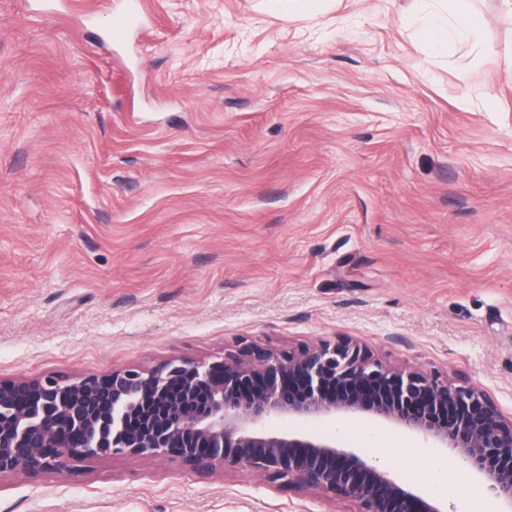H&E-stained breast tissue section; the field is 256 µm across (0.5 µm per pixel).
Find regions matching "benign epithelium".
<instances>
[{
    "label": "benign epithelium",
    "instance_id": "benign-epithelium-1",
    "mask_svg": "<svg viewBox=\"0 0 512 512\" xmlns=\"http://www.w3.org/2000/svg\"><path fill=\"white\" fill-rule=\"evenodd\" d=\"M365 415L460 455L512 512V415L480 385L391 368L349 338L281 353L259 345L211 364L174 359L78 381H0V474L76 457L168 455L246 469L357 512H443L331 436L275 422Z\"/></svg>",
    "mask_w": 512,
    "mask_h": 512
}]
</instances>
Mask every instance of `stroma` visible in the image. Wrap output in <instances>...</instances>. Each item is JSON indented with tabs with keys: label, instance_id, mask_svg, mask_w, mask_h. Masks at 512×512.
<instances>
[{
	"label": "stroma",
	"instance_id": "1",
	"mask_svg": "<svg viewBox=\"0 0 512 512\" xmlns=\"http://www.w3.org/2000/svg\"><path fill=\"white\" fill-rule=\"evenodd\" d=\"M0 0V380L211 363L349 336L512 414V17L429 0ZM345 439L443 512H498L443 448ZM166 456L0 476V512H356ZM472 2L473 0H448L454 25L444 26L433 15L420 16L419 23L423 36L438 50L447 51L454 45L457 34L471 27L474 17Z\"/></svg>",
	"mask_w": 512,
	"mask_h": 512
}]
</instances>
